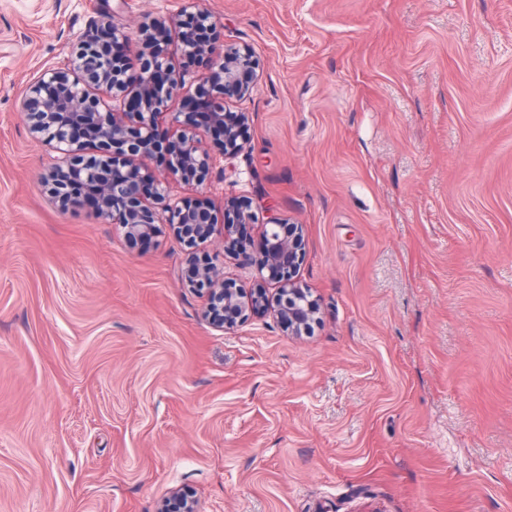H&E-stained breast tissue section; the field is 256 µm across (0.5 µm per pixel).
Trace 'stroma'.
<instances>
[{
  "label": "stroma",
  "mask_w": 512,
  "mask_h": 512,
  "mask_svg": "<svg viewBox=\"0 0 512 512\" xmlns=\"http://www.w3.org/2000/svg\"><path fill=\"white\" fill-rule=\"evenodd\" d=\"M184 0H0V512H512V0H205L250 146L172 200L303 227L310 335L41 182L28 85Z\"/></svg>",
  "instance_id": "1"
}]
</instances>
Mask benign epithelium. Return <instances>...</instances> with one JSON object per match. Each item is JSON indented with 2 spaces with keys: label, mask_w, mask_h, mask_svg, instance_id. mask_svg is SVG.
<instances>
[{
  "label": "benign epithelium",
  "mask_w": 512,
  "mask_h": 512,
  "mask_svg": "<svg viewBox=\"0 0 512 512\" xmlns=\"http://www.w3.org/2000/svg\"><path fill=\"white\" fill-rule=\"evenodd\" d=\"M200 2L189 0L194 30L187 32L178 22L187 62L205 61L210 68L198 84H187L167 49L154 45L152 36L167 27L166 20L146 15L134 33L106 25L102 31L109 37L98 32L86 36L74 59L44 72L23 101L25 120L32 135L61 154L44 181L63 205H90L97 217L120 225L133 245L167 231L184 244L182 281L205 293L204 315L214 327L230 330L249 314L266 310L267 285L273 283L278 290L277 322L288 334L303 336L310 333L320 307L296 281L304 258L302 226L273 214L256 247L242 233L254 220L249 200L227 205L220 223L208 197L172 204L163 181L136 163L154 161L171 177L202 185L216 157L233 159L248 144L247 115L228 109V103L252 91L258 63L249 49L219 42L217 20ZM131 55L138 66H131ZM178 95L187 104L202 105L207 125L195 122L193 112L169 111V102ZM106 97L120 101L123 111L107 109ZM166 116L174 127L171 134L160 129ZM202 126L213 137L212 150L197 134ZM217 232L223 235L226 256L247 261L258 249V277L250 287L224 279L217 257L198 252ZM158 512L198 508L187 494L176 491Z\"/></svg>",
  "instance_id": "benign-epithelium-1"
}]
</instances>
